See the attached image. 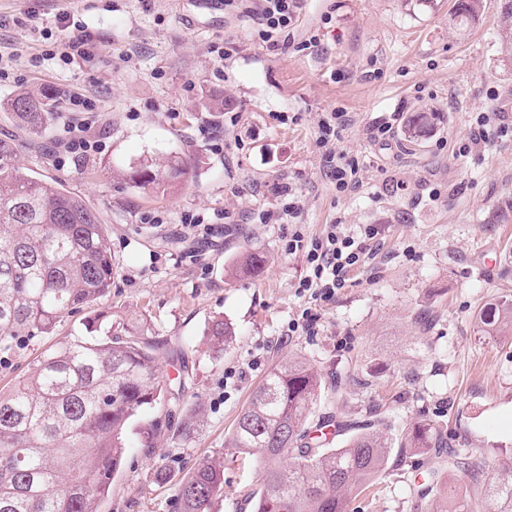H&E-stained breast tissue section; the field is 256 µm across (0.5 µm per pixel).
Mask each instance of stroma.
<instances>
[{
  "instance_id": "obj_1",
  "label": "stroma",
  "mask_w": 512,
  "mask_h": 512,
  "mask_svg": "<svg viewBox=\"0 0 512 512\" xmlns=\"http://www.w3.org/2000/svg\"><path fill=\"white\" fill-rule=\"evenodd\" d=\"M454 0H299L288 31L262 41L255 13L238 0L212 16L180 0H0V138L20 144L26 174L64 185L107 224L110 291L64 314L53 336L27 342L0 363L9 388L55 340L86 335L95 315L143 324L158 341V372L179 385L169 423L141 447L150 417L137 413L129 448L99 512H179L175 487L158 469L188 476L211 457L224 460V486L210 512H250L258 487L252 457L230 448L236 419L277 364L310 360L322 377L316 414H334L335 448L374 423L379 406L391 438L418 421L446 444L482 451L486 480L512 459V330L478 332L480 309L512 293V137L482 128L480 114L512 120V56L498 30L501 0H483L480 21L453 25ZM76 34L92 57L36 68L31 60ZM46 92L54 115L45 137L17 126L1 105L15 92ZM83 95L97 111L71 112ZM435 115L418 141L396 124L386 140L371 129L391 113ZM343 115L336 150L355 164L358 184L338 192L323 165L319 123ZM89 124L100 152L62 159L68 127ZM189 175L167 194L134 186L130 165L168 155ZM297 218L264 221L285 192ZM209 225L199 237L194 223ZM378 228L375 251L328 301L299 295L307 273L288 253L295 232L325 226ZM263 268L240 272L243 253ZM315 333L295 329L305 309ZM221 318L235 334L222 352L204 331ZM191 424L189 437L178 436ZM435 452L376 477L348 512H453L481 489L453 474L429 485Z\"/></svg>"
}]
</instances>
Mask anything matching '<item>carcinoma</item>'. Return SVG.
Here are the masks:
<instances>
[{
    "mask_svg": "<svg viewBox=\"0 0 512 512\" xmlns=\"http://www.w3.org/2000/svg\"><path fill=\"white\" fill-rule=\"evenodd\" d=\"M482 0H459L452 22L478 20ZM502 45L512 50V0H503ZM6 107L41 137L53 114L47 95L22 89ZM433 114L416 112L405 136L419 140ZM18 144L0 138V359L26 339L52 334L62 314L92 305L112 286V239L100 215L58 182L26 175L15 164ZM188 164L177 156L138 163L127 177L165 193L184 182ZM479 332L512 326V298L502 296L478 315ZM205 336L224 350L233 336L224 320ZM158 343L143 330L109 322L101 337L73 336L47 347L0 392V512H98L112 477L122 468L133 416L163 401L177 402L157 374ZM322 379L308 362L290 360L270 371L254 391L232 433V447L255 458L259 488L253 512H346L354 493L386 468L392 443L381 429L358 433L341 448H319L306 423ZM439 447L433 427L406 429L399 456ZM486 461L477 448H448L427 470L431 484L452 472L483 483ZM224 485L220 461H205L177 488L180 512H208ZM495 512H512V461L499 466L484 490Z\"/></svg>",
    "mask_w": 512,
    "mask_h": 512,
    "instance_id": "cac0c4a2",
    "label": "carcinoma"
}]
</instances>
